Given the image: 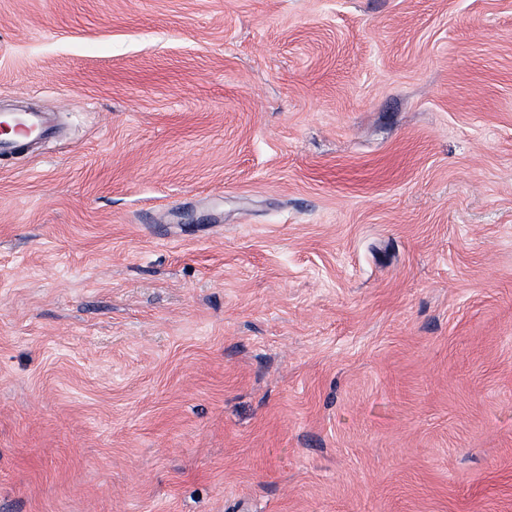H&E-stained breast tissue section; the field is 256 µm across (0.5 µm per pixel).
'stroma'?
I'll list each match as a JSON object with an SVG mask.
<instances>
[{
	"label": "stroma",
	"mask_w": 512,
	"mask_h": 512,
	"mask_svg": "<svg viewBox=\"0 0 512 512\" xmlns=\"http://www.w3.org/2000/svg\"><path fill=\"white\" fill-rule=\"evenodd\" d=\"M0 512H512V0H0ZM0 122H10L21 127L25 138L5 140L0 143V156H8L24 148L30 139L47 140L53 137L54 131L49 119L39 112H2Z\"/></svg>",
	"instance_id": "obj_1"
}]
</instances>
